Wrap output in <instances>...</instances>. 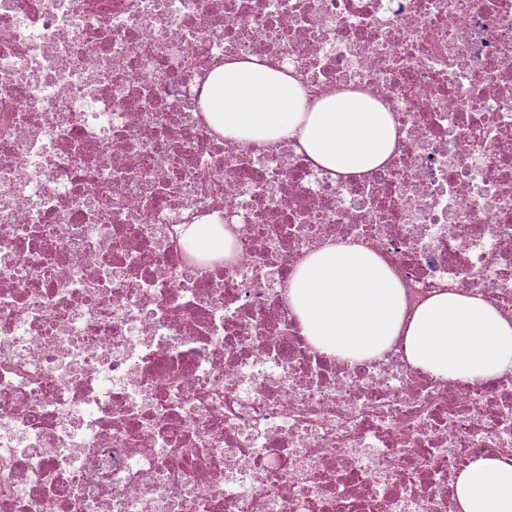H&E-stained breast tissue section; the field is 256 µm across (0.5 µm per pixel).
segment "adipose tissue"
<instances>
[{
	"label": "adipose tissue",
	"instance_id": "ef3b65f1",
	"mask_svg": "<svg viewBox=\"0 0 512 512\" xmlns=\"http://www.w3.org/2000/svg\"><path fill=\"white\" fill-rule=\"evenodd\" d=\"M208 122L224 138L265 146L289 135L319 167L359 175L391 153L389 112L363 93L330 94L306 107L290 74L257 58L225 61L202 97ZM305 336L327 356L362 361L403 338L412 366L442 379L472 381L512 367V321L482 298L438 293L405 313L404 292L375 252L330 243L309 253L289 284ZM460 512H512V458L481 454L455 482Z\"/></svg>",
	"mask_w": 512,
	"mask_h": 512
}]
</instances>
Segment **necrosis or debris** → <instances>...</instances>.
I'll list each match as a JSON object with an SVG mask.
<instances>
[{
  "instance_id": "1",
  "label": "necrosis or debris",
  "mask_w": 512,
  "mask_h": 512,
  "mask_svg": "<svg viewBox=\"0 0 512 512\" xmlns=\"http://www.w3.org/2000/svg\"><path fill=\"white\" fill-rule=\"evenodd\" d=\"M229 57L368 94L391 155L224 139ZM213 216L232 261L187 235ZM346 240L407 311L512 319V0H0V512H457L470 459L512 457V368L320 353L288 286Z\"/></svg>"
}]
</instances>
